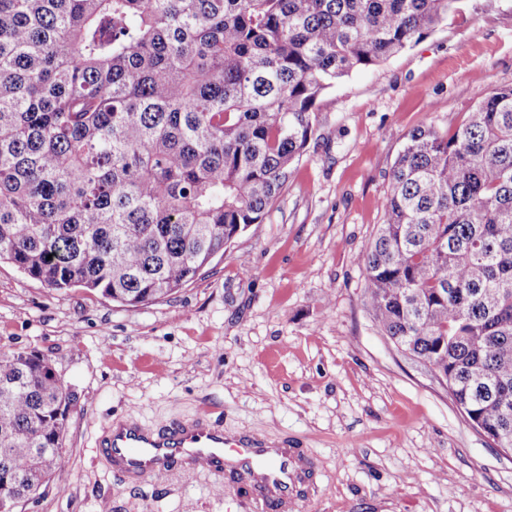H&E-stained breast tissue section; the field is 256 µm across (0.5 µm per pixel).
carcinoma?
Listing matches in <instances>:
<instances>
[{
  "label": "carcinoma",
  "mask_w": 512,
  "mask_h": 512,
  "mask_svg": "<svg viewBox=\"0 0 512 512\" xmlns=\"http://www.w3.org/2000/svg\"><path fill=\"white\" fill-rule=\"evenodd\" d=\"M459 0H0V260L125 307L170 297L263 222L335 85ZM363 253L379 330L512 448V86L412 130ZM51 357L0 353V478L66 454Z\"/></svg>",
  "instance_id": "1"
}]
</instances>
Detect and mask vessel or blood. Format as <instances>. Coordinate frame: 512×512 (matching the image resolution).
I'll list each match as a JSON object with an SVG mask.
<instances>
[{"label":"vessel or blood","mask_w":512,"mask_h":512,"mask_svg":"<svg viewBox=\"0 0 512 512\" xmlns=\"http://www.w3.org/2000/svg\"><path fill=\"white\" fill-rule=\"evenodd\" d=\"M113 474L135 485L206 472L216 487L242 485L256 512H291L312 490L311 462L285 441L225 432L208 414L164 428L137 419L111 421L97 441Z\"/></svg>","instance_id":"b4317fda"}]
</instances>
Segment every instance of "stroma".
I'll return each mask as SVG.
<instances>
[{
    "mask_svg": "<svg viewBox=\"0 0 512 512\" xmlns=\"http://www.w3.org/2000/svg\"><path fill=\"white\" fill-rule=\"evenodd\" d=\"M512 86V0L447 21L337 83L262 223L171 297L121 307L0 263V352L50 356L74 394L52 483L14 512H253L205 475L136 486L96 448L107 422L186 420L294 441L316 491L295 512H512V456L464 419L423 363L378 329L362 253L408 134L465 119Z\"/></svg>",
    "mask_w": 512,
    "mask_h": 512,
    "instance_id": "1",
    "label": "stroma"
}]
</instances>
